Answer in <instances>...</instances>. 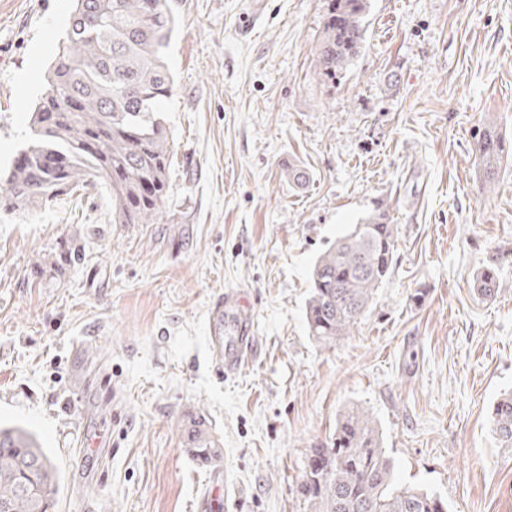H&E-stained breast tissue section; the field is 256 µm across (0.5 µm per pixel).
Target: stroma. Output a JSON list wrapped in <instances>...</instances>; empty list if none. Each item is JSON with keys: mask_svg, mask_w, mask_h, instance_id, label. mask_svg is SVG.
I'll use <instances>...</instances> for the list:
<instances>
[{"mask_svg": "<svg viewBox=\"0 0 512 512\" xmlns=\"http://www.w3.org/2000/svg\"><path fill=\"white\" fill-rule=\"evenodd\" d=\"M345 78L318 73L325 0H168L176 82L163 217L116 224L106 194L0 215V421L56 463L53 512H304L311 448L351 407L401 483L450 512H512V158L486 182L487 121L512 139V0H368ZM73 0H0V169L26 140ZM308 179H288L289 166ZM383 205L393 267L348 336L308 331L317 257ZM59 273L44 265L65 242ZM494 266L490 296L475 280ZM241 291L256 343L236 375L208 317ZM219 458L186 450L185 410ZM491 431L503 448L512 447V392L503 393L494 403Z\"/></svg>", "mask_w": 512, "mask_h": 512, "instance_id": "obj_1", "label": "stroma"}]
</instances>
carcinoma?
I'll list each match as a JSON object with an SVG mask.
<instances>
[{"instance_id":"1","label":"carcinoma","mask_w":512,"mask_h":512,"mask_svg":"<svg viewBox=\"0 0 512 512\" xmlns=\"http://www.w3.org/2000/svg\"><path fill=\"white\" fill-rule=\"evenodd\" d=\"M65 40L32 110L33 142L0 176V210L23 214L41 204L99 188L115 224H155L167 188L170 144L161 103L175 82L165 48L175 30L167 0H75ZM367 0H326L315 47L319 73L346 74L365 42ZM512 156V141L484 132L479 160L487 180ZM396 225L376 207L320 254L306 307L309 334L331 345L363 318L394 262ZM484 293L498 287L494 268L477 278ZM491 431L512 447V392L494 403ZM209 461L221 449L200 439L188 448ZM57 470L36 436L0 427V506L6 512H50ZM305 512H448L441 496L397 482L394 463L369 413H341L329 442L311 449L297 485Z\"/></svg>"}]
</instances>
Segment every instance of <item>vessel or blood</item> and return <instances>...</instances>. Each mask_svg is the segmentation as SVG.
I'll return each instance as SVG.
<instances>
[{
	"label": "vessel or blood",
	"instance_id": "vessel-or-blood-1",
	"mask_svg": "<svg viewBox=\"0 0 512 512\" xmlns=\"http://www.w3.org/2000/svg\"><path fill=\"white\" fill-rule=\"evenodd\" d=\"M247 302L239 290L227 289L210 312L209 351L232 375L247 363L256 337V326L245 311Z\"/></svg>",
	"mask_w": 512,
	"mask_h": 512
}]
</instances>
